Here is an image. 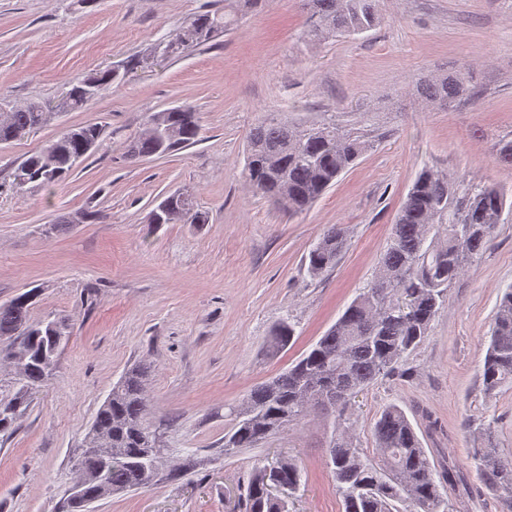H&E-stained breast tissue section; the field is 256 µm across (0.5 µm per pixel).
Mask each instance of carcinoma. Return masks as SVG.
Returning <instances> with one entry per match:
<instances>
[{
  "label": "carcinoma",
  "instance_id": "carcinoma-1",
  "mask_svg": "<svg viewBox=\"0 0 512 512\" xmlns=\"http://www.w3.org/2000/svg\"><path fill=\"white\" fill-rule=\"evenodd\" d=\"M305 2L311 36L319 41L362 33L378 20L379 0ZM232 24L227 12L195 15L171 36L182 49L170 52L168 58L185 56ZM139 66L140 59L133 57L117 75L106 69L72 84L65 93L66 111L91 100L85 95L86 86L92 84L99 92ZM411 90L428 106L478 100L468 64L448 75L420 78ZM46 109L47 105L33 101L3 114L0 142L20 139L42 125ZM157 121L165 137L143 131L129 141L125 154L161 156L197 142L200 115L192 107L153 112L144 126ZM101 134L98 125L65 131L50 143L54 161H47L40 152L31 155L18 168L16 184L46 188L63 181L73 170L71 160L86 156V139L97 140ZM370 147L368 134L346 131L334 121L295 126L264 120L249 137L247 180L271 199L288 195V215L301 214ZM506 211L512 213V204H507L506 193L498 186L472 184L459 195L452 190L448 175L422 169L400 206L371 284L291 367L256 386L241 406L230 410L232 426L224 435V450L253 448L312 414L332 413L343 420V405L351 396L395 370L404 354L426 339L448 288L491 244ZM206 220L192 198L180 190L168 195L150 215L152 224H204ZM345 247L343 228L327 229L307 256L309 275L318 277L333 267ZM37 297L33 288L0 304V342L25 337V346L13 364L15 393L10 399H0V433L13 428L27 396L52 375L61 347L59 334L68 333L63 319L32 318ZM273 336L276 345L284 347L295 336V326L283 321ZM144 380V370L129 371L99 409L86 443L112 449L120 461L107 463L86 448L79 464L82 501L93 504L115 493L142 488L154 476L157 461L151 449L158 438L147 422L150 399ZM482 381L489 392L512 381L511 288L502 295L495 315ZM373 433L378 462L360 451L347 428L327 448V464L344 512H395L399 504L403 512H449L450 491L460 512H469L477 490L462 485L458 464L445 452L429 459L402 408L387 407ZM474 460L485 483L512 494V459L500 456L494 427L485 429L483 447ZM300 476V466L292 458L255 467L247 483L244 512H288V501L277 491L295 489Z\"/></svg>",
  "mask_w": 512,
  "mask_h": 512
}]
</instances>
